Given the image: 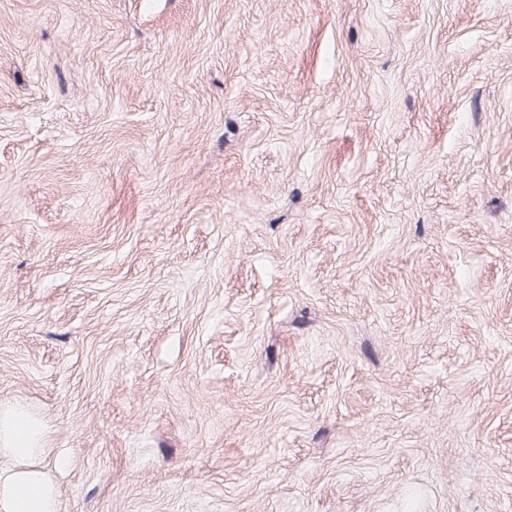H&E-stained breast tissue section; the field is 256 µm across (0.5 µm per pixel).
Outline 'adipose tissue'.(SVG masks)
<instances>
[{"label":"adipose tissue","instance_id":"ef3b65f1","mask_svg":"<svg viewBox=\"0 0 512 512\" xmlns=\"http://www.w3.org/2000/svg\"><path fill=\"white\" fill-rule=\"evenodd\" d=\"M40 421L22 404L0 408V512H60V492L49 476Z\"/></svg>","mask_w":512,"mask_h":512}]
</instances>
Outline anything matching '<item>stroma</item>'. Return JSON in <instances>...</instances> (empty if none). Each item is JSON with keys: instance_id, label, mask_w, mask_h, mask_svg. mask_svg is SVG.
Returning a JSON list of instances; mask_svg holds the SVG:
<instances>
[{"instance_id": "stroma-1", "label": "stroma", "mask_w": 512, "mask_h": 512, "mask_svg": "<svg viewBox=\"0 0 512 512\" xmlns=\"http://www.w3.org/2000/svg\"><path fill=\"white\" fill-rule=\"evenodd\" d=\"M62 512H512V0H0V405Z\"/></svg>"}]
</instances>
